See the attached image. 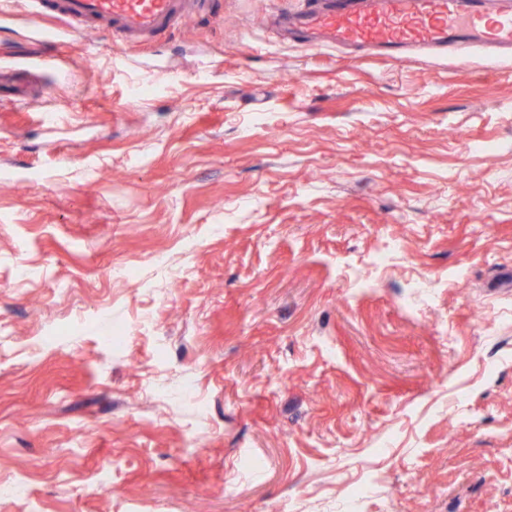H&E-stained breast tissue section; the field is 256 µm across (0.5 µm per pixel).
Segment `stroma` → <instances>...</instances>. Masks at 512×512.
<instances>
[{
    "label": "stroma",
    "mask_w": 512,
    "mask_h": 512,
    "mask_svg": "<svg viewBox=\"0 0 512 512\" xmlns=\"http://www.w3.org/2000/svg\"><path fill=\"white\" fill-rule=\"evenodd\" d=\"M302 5L0 0V512H512V62ZM33 17H59L73 32L99 28L122 43H158L170 35L189 12L217 15V0H30Z\"/></svg>",
    "instance_id": "1"
}]
</instances>
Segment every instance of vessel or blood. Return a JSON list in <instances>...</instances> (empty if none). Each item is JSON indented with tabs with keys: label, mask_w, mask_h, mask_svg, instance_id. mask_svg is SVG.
Masks as SVG:
<instances>
[{
	"label": "vessel or blood",
	"mask_w": 512,
	"mask_h": 512,
	"mask_svg": "<svg viewBox=\"0 0 512 512\" xmlns=\"http://www.w3.org/2000/svg\"><path fill=\"white\" fill-rule=\"evenodd\" d=\"M38 16L60 18L72 30L99 28L123 43L159 42L185 14H219L220 0H32ZM269 22L284 36L315 47H367L389 59L414 50L512 55V0H306Z\"/></svg>",
	"instance_id": "b4317fda"
}]
</instances>
